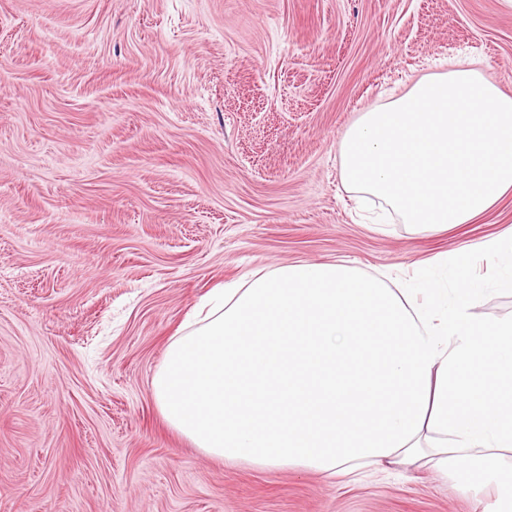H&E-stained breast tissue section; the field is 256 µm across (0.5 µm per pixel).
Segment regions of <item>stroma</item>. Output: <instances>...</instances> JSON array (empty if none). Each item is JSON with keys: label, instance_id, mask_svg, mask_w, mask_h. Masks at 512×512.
<instances>
[{"label": "stroma", "instance_id": "1", "mask_svg": "<svg viewBox=\"0 0 512 512\" xmlns=\"http://www.w3.org/2000/svg\"><path fill=\"white\" fill-rule=\"evenodd\" d=\"M477 60L512 96V0H0V512H481L455 480L228 465L152 378L213 288L306 260L512 318V195L435 233L363 223L339 144Z\"/></svg>", "mask_w": 512, "mask_h": 512}]
</instances>
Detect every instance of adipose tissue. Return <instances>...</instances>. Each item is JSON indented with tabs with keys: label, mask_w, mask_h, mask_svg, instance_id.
Returning <instances> with one entry per match:
<instances>
[{
	"label": "adipose tissue",
	"mask_w": 512,
	"mask_h": 512,
	"mask_svg": "<svg viewBox=\"0 0 512 512\" xmlns=\"http://www.w3.org/2000/svg\"><path fill=\"white\" fill-rule=\"evenodd\" d=\"M452 305L304 261L246 275L209 299L207 322L174 338L153 378L164 420L230 465L428 469L496 485L483 512H512V320L474 324L465 264Z\"/></svg>",
	"instance_id": "obj_1"
}]
</instances>
